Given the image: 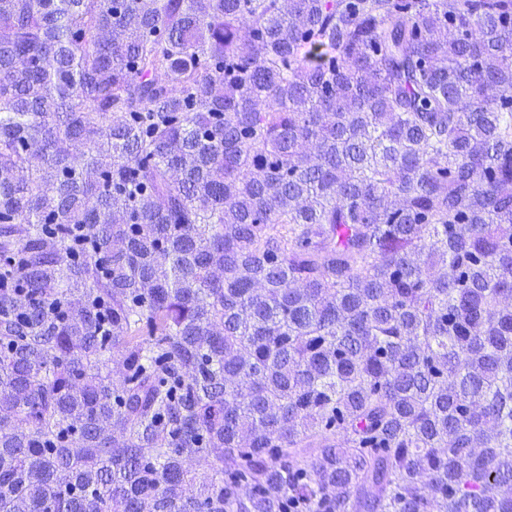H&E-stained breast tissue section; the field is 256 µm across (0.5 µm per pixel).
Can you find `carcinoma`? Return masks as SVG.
I'll return each instance as SVG.
<instances>
[{
    "label": "carcinoma",
    "instance_id": "obj_1",
    "mask_svg": "<svg viewBox=\"0 0 512 512\" xmlns=\"http://www.w3.org/2000/svg\"><path fill=\"white\" fill-rule=\"evenodd\" d=\"M510 297L512 0H0V512H512Z\"/></svg>",
    "mask_w": 512,
    "mask_h": 512
}]
</instances>
